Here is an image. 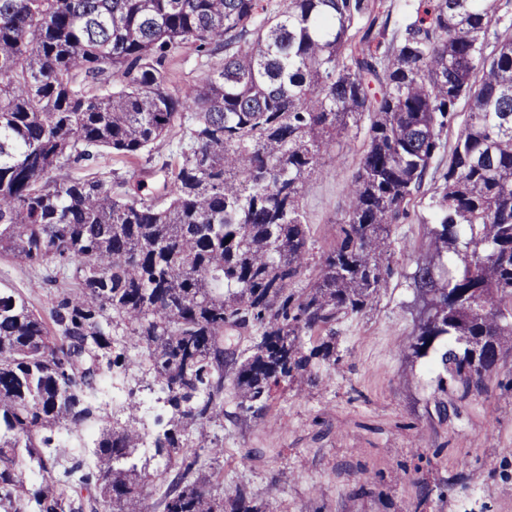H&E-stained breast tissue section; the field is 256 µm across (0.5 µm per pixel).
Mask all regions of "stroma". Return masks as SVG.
I'll return each mask as SVG.
<instances>
[{"mask_svg":"<svg viewBox=\"0 0 512 512\" xmlns=\"http://www.w3.org/2000/svg\"><path fill=\"white\" fill-rule=\"evenodd\" d=\"M180 131L153 147L151 162L99 159L100 170L156 181L172 159ZM362 131L349 130L307 182L301 199L316 250L334 241L345 189L360 162ZM431 198L418 196L393 229L395 273L376 304L338 326L341 358L322 369V385L287 389L258 419L234 415L224 387L222 427L194 432L201 465L220 475L225 493L246 489L272 512H512V356L487 389L459 402L447 421L434 409L433 372L411 359L414 336L410 279L428 243ZM46 312L58 290L45 274L0 257V281ZM224 456L212 460L213 437Z\"/></svg>","mask_w":512,"mask_h":512,"instance_id":"1","label":"stroma"}]
</instances>
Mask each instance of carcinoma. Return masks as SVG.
<instances>
[{
  "label": "carcinoma",
  "mask_w": 512,
  "mask_h": 512,
  "mask_svg": "<svg viewBox=\"0 0 512 512\" xmlns=\"http://www.w3.org/2000/svg\"><path fill=\"white\" fill-rule=\"evenodd\" d=\"M390 18L384 0H0V255L68 280L46 317L0 283V512H149L136 403L119 424L95 398L138 361L169 408L153 438L174 471L162 512H272L224 497L191 432L224 416L227 378L246 419L285 385L321 383L430 174L412 275L430 315L409 350L435 353L439 420L481 392L512 347V4L417 0ZM183 50L210 70L176 94L165 63ZM353 127L363 153L336 238L299 287L306 180ZM175 128L157 183L70 172L148 157ZM89 425L92 466L58 441Z\"/></svg>",
  "instance_id": "cac0c4a2"
}]
</instances>
